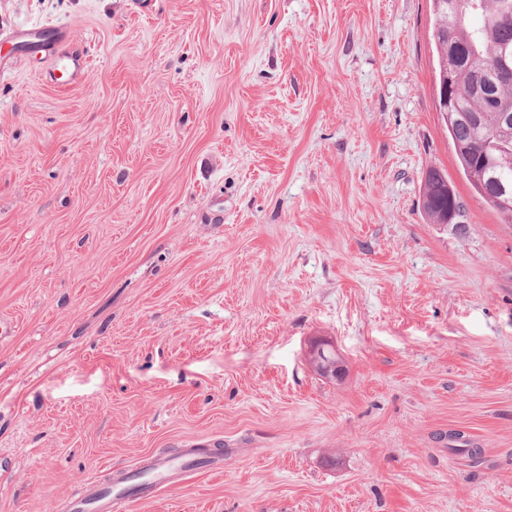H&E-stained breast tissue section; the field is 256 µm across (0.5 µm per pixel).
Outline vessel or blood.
I'll return each mask as SVG.
<instances>
[{"label": "vessel or blood", "instance_id": "1", "mask_svg": "<svg viewBox=\"0 0 512 512\" xmlns=\"http://www.w3.org/2000/svg\"><path fill=\"white\" fill-rule=\"evenodd\" d=\"M10 42L17 55H40L49 61L48 77L53 84L69 88L81 82L89 67L85 52L70 49L60 27L31 26L13 32ZM194 456L178 464L163 457L136 468L114 483L88 479L67 503V512H123L127 502L147 501L174 487L193 471Z\"/></svg>", "mask_w": 512, "mask_h": 512}]
</instances>
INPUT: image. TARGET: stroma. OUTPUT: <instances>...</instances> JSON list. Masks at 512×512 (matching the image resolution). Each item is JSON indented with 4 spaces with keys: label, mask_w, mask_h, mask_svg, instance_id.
<instances>
[{
    "label": "stroma",
    "mask_w": 512,
    "mask_h": 512,
    "mask_svg": "<svg viewBox=\"0 0 512 512\" xmlns=\"http://www.w3.org/2000/svg\"><path fill=\"white\" fill-rule=\"evenodd\" d=\"M43 23L91 64L0 78V512L217 444L128 512H512V224L437 110L429 0H0V54ZM422 207L434 224H451L460 230L464 227L459 224L464 203L439 169L430 168L425 174ZM338 356L336 345L329 340L313 341L306 351L310 367L318 375L328 380H336L342 376L343 365Z\"/></svg>",
    "instance_id": "1"
}]
</instances>
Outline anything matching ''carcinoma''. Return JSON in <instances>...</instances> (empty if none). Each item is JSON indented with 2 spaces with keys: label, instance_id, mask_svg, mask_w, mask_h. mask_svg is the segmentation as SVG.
Wrapping results in <instances>:
<instances>
[{
  "label": "carcinoma",
  "instance_id": "cac0c4a2",
  "mask_svg": "<svg viewBox=\"0 0 512 512\" xmlns=\"http://www.w3.org/2000/svg\"><path fill=\"white\" fill-rule=\"evenodd\" d=\"M430 0L432 38L439 94H448V138L464 175L475 192L505 221L498 190H512V125L501 123L502 111L512 110V81L493 84V97L477 94L503 48L512 50V0ZM422 207L434 224L463 228L464 203L431 168L425 174Z\"/></svg>",
  "mask_w": 512,
  "mask_h": 512
}]
</instances>
